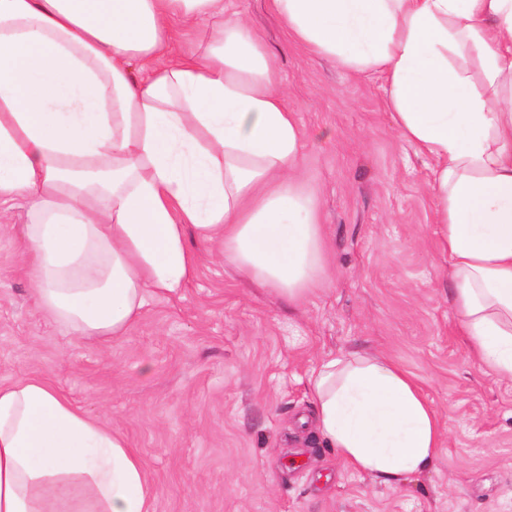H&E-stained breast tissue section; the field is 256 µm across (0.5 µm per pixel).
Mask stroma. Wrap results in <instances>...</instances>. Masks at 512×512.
I'll return each mask as SVG.
<instances>
[{
	"instance_id": "1",
	"label": "stroma",
	"mask_w": 512,
	"mask_h": 512,
	"mask_svg": "<svg viewBox=\"0 0 512 512\" xmlns=\"http://www.w3.org/2000/svg\"><path fill=\"white\" fill-rule=\"evenodd\" d=\"M303 132L326 288L290 306L195 245L180 293L151 298L120 339L65 335L38 308L20 232L0 208V383H51L142 458L153 512H512V383L470 357L448 307L429 161L401 142L379 75L313 55L268 0H235ZM382 354L412 372L443 448L396 486L349 470L312 435L306 380L327 355Z\"/></svg>"
}]
</instances>
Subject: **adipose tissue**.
<instances>
[{
    "label": "adipose tissue",
    "mask_w": 512,
    "mask_h": 512,
    "mask_svg": "<svg viewBox=\"0 0 512 512\" xmlns=\"http://www.w3.org/2000/svg\"><path fill=\"white\" fill-rule=\"evenodd\" d=\"M292 38L377 72L399 139L433 162L434 233L468 352L512 382V0H270ZM202 43L174 53V24ZM303 132L232 0H0V206L29 202L38 306L82 340L125 336L185 288V234L298 306L322 290ZM314 430L353 472L428 470L440 421L381 355L308 377ZM127 439L49 383L0 384V512H150Z\"/></svg>",
    "instance_id": "1"
}]
</instances>
